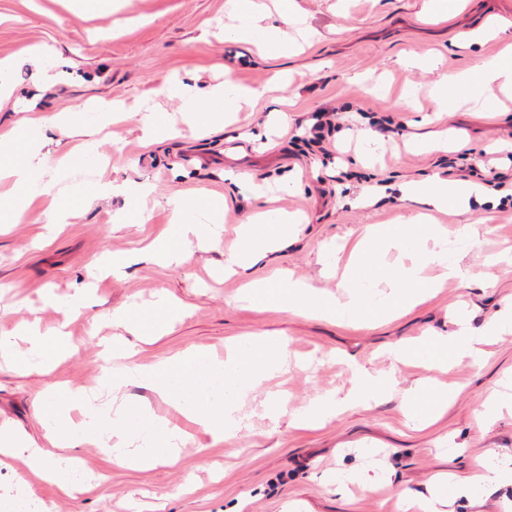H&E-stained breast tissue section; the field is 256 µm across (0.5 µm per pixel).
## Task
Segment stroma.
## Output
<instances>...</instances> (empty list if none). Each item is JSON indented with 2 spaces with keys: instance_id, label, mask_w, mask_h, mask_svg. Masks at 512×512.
<instances>
[{
  "instance_id": "35a3bbf8",
  "label": "stroma",
  "mask_w": 512,
  "mask_h": 512,
  "mask_svg": "<svg viewBox=\"0 0 512 512\" xmlns=\"http://www.w3.org/2000/svg\"><path fill=\"white\" fill-rule=\"evenodd\" d=\"M453 2L456 14L448 19L428 11V0H291L308 33L288 28L292 54L273 59L226 39L228 0H111L104 11L81 9L78 0H0V59L14 61L8 79L17 86L0 102V133L32 116V76L60 60L63 82L42 98L45 114L98 97L115 106L104 117L87 113L98 134L47 130L39 175L48 191L17 223H0V332L35 320L74 346L48 375L0 358V424L30 436L50 458L76 457L91 486L62 493L29 478L23 462L12 459L0 467V494L16 495L25 478L36 512H404L397 488L425 496L434 475L465 477L480 464L512 460V411L484 413L491 395L512 387V334L487 346L480 361L454 359L447 371L405 366L388 354L452 330L454 311L469 312L480 326L512 303V264L498 260L512 248V196L435 213L463 276L406 315L386 318L382 306L389 272L413 265L418 251L380 252L352 285L336 265L337 248L365 225L423 212V204L400 199V186L447 175L464 150L512 178V100L498 87L468 80L460 88L464 104L443 115L433 96L442 73L471 66L470 54L455 46L457 36L502 20L512 24V0ZM226 81L255 96L221 129L203 128L197 114L164 93L173 83L202 93ZM400 96L407 105L393 107ZM324 108L338 109L337 127L318 142L312 116ZM147 113L169 139L143 140ZM447 128V150L411 148L413 139ZM255 179L273 187L271 199L254 196ZM112 183L151 185L148 220L124 196L100 193ZM382 185L388 199L373 202ZM210 196L226 201L220 243L193 240L182 244L181 263L155 260L147 247L168 233L170 200ZM267 208L309 221L297 225L272 261L225 277L226 243L249 215ZM59 212L64 222L51 224ZM465 224L478 227L477 241L456 238ZM115 255L127 260L124 275L97 281L81 312L45 306L46 293L68 300L93 262ZM278 270L326 297L347 288L360 293L361 316L323 320L239 300L243 283ZM163 296L175 305L172 326L138 343V363L196 348L220 356L231 340L275 335L286 339L292 365L242 402L244 427L229 442L214 440L151 388L129 384L123 394L130 406L183 429L173 462L139 469L93 443L53 447L38 406L47 385L96 388L98 362L122 333L113 311L148 309ZM358 365L392 374L391 389L378 401L348 404ZM428 378L458 391L435 424L416 431L403 407ZM275 393L283 402L274 410L268 397ZM327 397L340 403L334 417L316 427L294 424ZM364 471L377 476L374 489L360 485Z\"/></svg>"
}]
</instances>
